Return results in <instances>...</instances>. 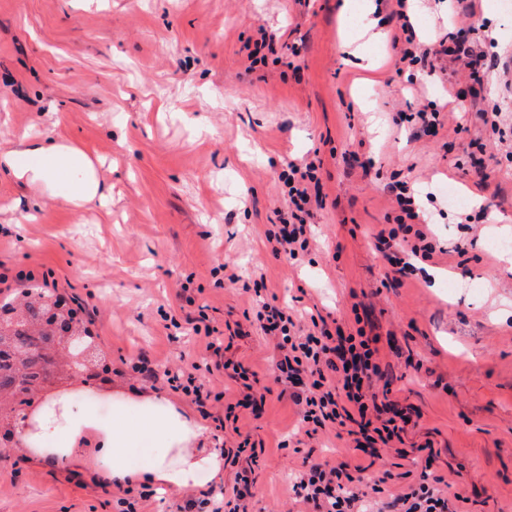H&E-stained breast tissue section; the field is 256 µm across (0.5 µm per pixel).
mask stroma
I'll return each instance as SVG.
<instances>
[{
	"mask_svg": "<svg viewBox=\"0 0 512 512\" xmlns=\"http://www.w3.org/2000/svg\"><path fill=\"white\" fill-rule=\"evenodd\" d=\"M341 0H0V142L51 136L95 162L108 206L69 207L0 178V300L31 285L80 308L100 360L90 391L110 415L115 396L162 393L205 426L224 451V476L177 493L157 491L138 512H178L189 498L231 488L238 445L249 440V512H290L303 459L350 460L390 471L367 512L407 489L422 446L466 512H512V141L489 138L475 113L512 95L493 72L480 96L468 73L420 78L398 68L390 41L359 67ZM476 22L512 57V0H476ZM458 21L455 0H421L414 23L431 43ZM296 47L291 66L250 70L260 31ZM445 107L437 136L415 138L391 117ZM485 144L478 184L457 162ZM320 164L323 204L307 251L290 259L269 233L280 221L288 162ZM414 186L422 231L435 245L395 279L375 247L395 227L394 182ZM455 185L464 206L449 203ZM487 208L483 223L465 214ZM503 249H495V242ZM265 303L364 327L378 336L383 371L373 390L404 422L372 461L326 429L306 437L302 408L277 379L279 352L259 328ZM205 313L211 335L195 332ZM220 354H213V346ZM242 364L204 379L223 399L207 412L172 391L179 362ZM157 372L148 380L141 361ZM252 393L257 409L238 406ZM138 487L105 486L93 465L39 466L0 438V512H120Z\"/></svg>",
	"mask_w": 512,
	"mask_h": 512,
	"instance_id": "1",
	"label": "stroma"
}]
</instances>
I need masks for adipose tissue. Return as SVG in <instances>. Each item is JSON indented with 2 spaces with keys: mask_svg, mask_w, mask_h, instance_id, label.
<instances>
[{
  "mask_svg": "<svg viewBox=\"0 0 512 512\" xmlns=\"http://www.w3.org/2000/svg\"><path fill=\"white\" fill-rule=\"evenodd\" d=\"M1 176L24 183L33 195H47L68 206L107 200L91 157L56 139H21L0 146ZM51 437L59 444L45 449L42 464H55L61 457L79 465L91 456L100 480L118 488L157 484L180 491L199 485L202 474L213 478L223 474V450H199L208 439L207 429L155 393L142 395L133 413L116 404L108 422L77 405L53 400L36 412L34 426L21 429L19 444L29 447ZM139 443L147 445L149 459L143 466H129L125 455Z\"/></svg>",
  "mask_w": 512,
  "mask_h": 512,
  "instance_id": "1",
  "label": "adipose tissue"
}]
</instances>
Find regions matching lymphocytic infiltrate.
Wrapping results in <instances>:
<instances>
[{
  "mask_svg": "<svg viewBox=\"0 0 512 512\" xmlns=\"http://www.w3.org/2000/svg\"><path fill=\"white\" fill-rule=\"evenodd\" d=\"M396 5L400 25L392 41L401 47L400 63L433 73L443 59L464 62L473 92H480L498 61L497 56L475 52L474 42L482 35L481 27H455L434 44L426 45L415 39L405 13L406 0H396ZM279 181L287 189L289 210L309 213L313 204L310 187L319 181L316 162L288 163ZM256 319L264 334L276 340L281 353L278 368L285 382L295 388L293 398L303 407L307 435L351 423L355 426L356 450L372 456L398 436L400 428L395 419L378 427L368 416L376 400L370 388L380 372L372 337L361 331L345 333L339 324L331 327L316 323L305 329L284 308L269 303L262 305ZM433 462V456H426L416 484L393 499V506L400 512H461L459 504L442 489V477L433 475ZM359 472V467L347 461L314 463L300 471L292 489L308 512H358L364 496L358 486Z\"/></svg>",
  "mask_w": 512,
  "mask_h": 512,
  "instance_id": "1",
  "label": "lymphocytic infiltrate"
}]
</instances>
